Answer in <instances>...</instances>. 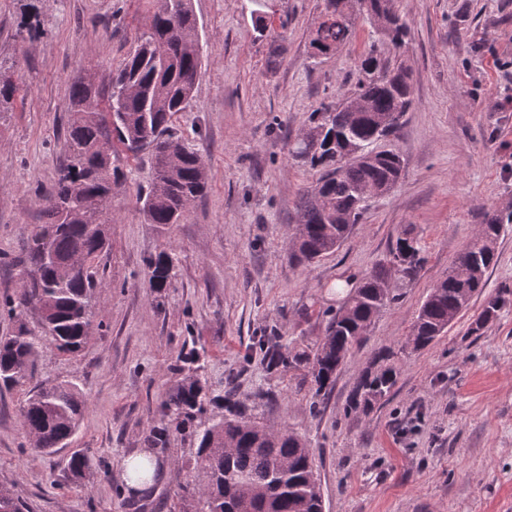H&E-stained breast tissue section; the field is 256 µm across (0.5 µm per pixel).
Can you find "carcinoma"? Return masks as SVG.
<instances>
[{
  "label": "carcinoma",
  "mask_w": 512,
  "mask_h": 512,
  "mask_svg": "<svg viewBox=\"0 0 512 512\" xmlns=\"http://www.w3.org/2000/svg\"><path fill=\"white\" fill-rule=\"evenodd\" d=\"M327 19L319 22L311 40L315 54L337 51L349 43L356 21L365 17L377 41L398 47L408 26L395 0H325ZM203 48L191 0H163L149 34L123 61L106 88L89 78L75 81L69 93L72 114L64 158L55 190L47 199L48 221L38 226L26 244L16 298L3 300L15 319L12 333L0 336V388L13 389L34 379L35 361L43 340L60 352L75 354L92 328V306L105 287L98 258L108 246L102 214L112 198L117 168L116 145L151 155L148 187L139 196V213L147 224L170 226L186 219L206 187V162L201 153L171 132L175 114L192 99L202 66ZM363 104L354 109L351 101ZM413 103L411 71L370 50L357 64L352 95L336 105L311 113L302 134L290 143L291 157L320 173L317 187L303 193L293 255L309 265L334 253L358 223L369 198L398 184L401 156L376 150L381 135L391 134ZM347 158L336 163V149ZM503 218L485 219L476 239L455 260L448 275L430 289L412 326L413 349H424L448 331V322L467 309L486 283L497 261L496 243ZM424 258L416 236L403 230L389 252L388 266L365 276L350 289L336 312L329 314L322 339L308 351H292L264 336L258 348L268 369L304 371L316 397L335 381L354 347L360 345L374 320L397 300L389 269L399 279L415 280ZM149 287L160 294L177 276L167 252L146 260ZM506 303L490 298L472 324L479 332ZM34 311L40 331L28 328L24 316ZM187 374L162 404L161 418L150 429L154 446L172 437L196 443V469L203 483L180 485L179 512H323L320 487L307 443L294 431L274 430L247 413L236 394H213L200 376L203 365ZM397 382L391 366L366 369L354 390L347 413H366L387 397ZM223 404L224 413L211 406ZM84 404L70 382L37 384L21 408L22 424L35 438L34 447L50 453L69 446ZM88 460L75 452L66 461L69 474L80 479ZM26 504L10 490L0 489V512H26Z\"/></svg>",
  "instance_id": "carcinoma-1"
}]
</instances>
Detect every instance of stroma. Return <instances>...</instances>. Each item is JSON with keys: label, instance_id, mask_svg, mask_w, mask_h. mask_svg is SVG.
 Instances as JSON below:
<instances>
[{"label": "stroma", "instance_id": "35a3bbf8", "mask_svg": "<svg viewBox=\"0 0 512 512\" xmlns=\"http://www.w3.org/2000/svg\"><path fill=\"white\" fill-rule=\"evenodd\" d=\"M160 0H36L40 32L21 27L23 0H0V70L14 85L0 108V300L19 291L12 259L45 223L70 123L69 90L112 73L150 29ZM408 25L401 46L372 44L359 20L353 40L314 56L323 0H193L203 46L200 77L172 130L207 163L208 186L186 220L144 223L138 193L148 152L118 149L109 208L105 286L82 350L43 343L36 381H68L86 407L69 449L34 451L20 416L26 398L0 391V486L29 512H174L178 485L194 472L192 445L151 448L148 435L181 359L204 350L209 383L232 380L272 428L288 426L311 449L324 512H512V226L474 297L434 345L408 337L432 286L474 239L486 215L512 214V0H397ZM413 69L414 104L382 148L398 152L399 184L371 198L333 254L305 267L291 256L301 194L318 177L288 154L311 112L342 101L369 46ZM425 258L420 276L376 318L331 390L314 402L299 372L268 370L253 340L314 346L326 314L389 258L403 229ZM177 261L171 288L148 286L146 261ZM506 304L481 330L486 301ZM397 372L388 397L347 414L362 372L379 356ZM152 450L157 481L137 497L122 462ZM89 459L84 479L65 470L70 451Z\"/></svg>", "mask_w": 512, "mask_h": 512}]
</instances>
